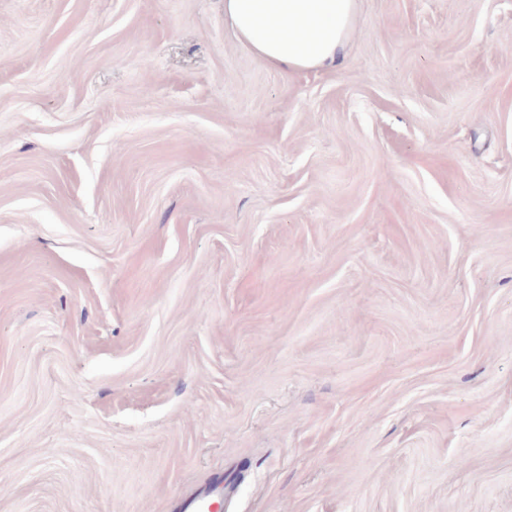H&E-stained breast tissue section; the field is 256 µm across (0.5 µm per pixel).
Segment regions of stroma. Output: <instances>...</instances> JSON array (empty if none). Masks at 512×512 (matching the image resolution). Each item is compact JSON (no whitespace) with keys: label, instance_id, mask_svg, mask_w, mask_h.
<instances>
[{"label":"stroma","instance_id":"1","mask_svg":"<svg viewBox=\"0 0 512 512\" xmlns=\"http://www.w3.org/2000/svg\"><path fill=\"white\" fill-rule=\"evenodd\" d=\"M512 512V0H0V512ZM355 0H224L237 38L271 66H336L348 41ZM233 492V485L224 486V483H221L217 485L216 489H212V487L208 486L201 489L195 496L184 499L182 502V508L185 510L199 508H206L209 510L211 499L219 497L224 499V496L228 497Z\"/></svg>","mask_w":512,"mask_h":512}]
</instances>
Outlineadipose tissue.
Segmentation results:
<instances>
[{"label": "adipose tissue", "mask_w": 512, "mask_h": 512, "mask_svg": "<svg viewBox=\"0 0 512 512\" xmlns=\"http://www.w3.org/2000/svg\"><path fill=\"white\" fill-rule=\"evenodd\" d=\"M355 0H224L237 38L269 65L336 66L348 41Z\"/></svg>", "instance_id": "1"}]
</instances>
